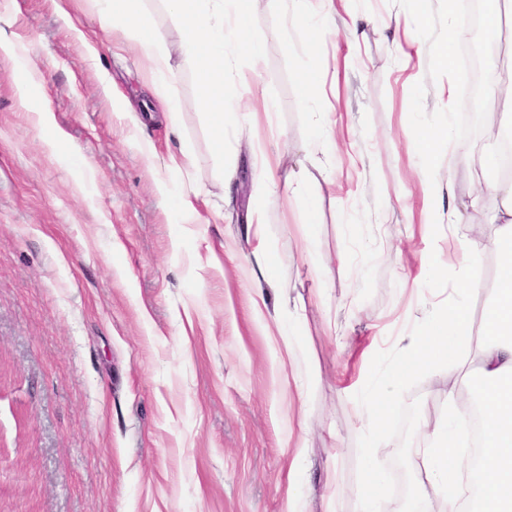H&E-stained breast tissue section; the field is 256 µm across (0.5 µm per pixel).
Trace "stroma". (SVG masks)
<instances>
[{
	"label": "stroma",
	"instance_id": "35a3bbf8",
	"mask_svg": "<svg viewBox=\"0 0 512 512\" xmlns=\"http://www.w3.org/2000/svg\"><path fill=\"white\" fill-rule=\"evenodd\" d=\"M141 7L173 73L156 91L127 34L101 33L96 0H0V37L27 51L0 54V512H288L300 488L325 512L333 486L338 512H358L360 380L422 327L418 290L457 286L448 188L466 183L444 163L428 177L409 123L415 83L429 112L454 84L429 79L428 45L392 0H338L313 47L293 52L276 36L281 0H253L265 49L244 79L277 109L236 113L219 155L182 23L163 0ZM315 52L317 100L301 71ZM42 112L64 140L49 144ZM331 122L335 143L317 146ZM185 149L195 169L170 168ZM327 178L335 192L317 193ZM191 189L223 193L222 223L181 210ZM297 307L288 353L274 319ZM438 388L418 372L388 418L387 512L418 490Z\"/></svg>",
	"mask_w": 512,
	"mask_h": 512
}]
</instances>
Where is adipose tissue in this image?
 Wrapping results in <instances>:
<instances>
[{
    "label": "adipose tissue",
    "instance_id": "obj_1",
    "mask_svg": "<svg viewBox=\"0 0 512 512\" xmlns=\"http://www.w3.org/2000/svg\"><path fill=\"white\" fill-rule=\"evenodd\" d=\"M103 24L122 26L150 61L151 78L170 76L162 35L140 0H101ZM182 23L185 46L196 63L199 96L214 135L216 151L224 149V129L235 111H252L250 99L230 104L225 90L239 79L238 62L258 63L261 41L251 36V0H164ZM493 94L487 134L493 142L512 140V65L493 60ZM455 164L487 185L496 207L487 221L493 230L477 240L468 212L477 208L475 194H448V226L462 249L459 286L450 301L430 304L419 334L402 337L399 358L374 369L357 399V420L368 438L365 450L362 512H384V475L377 464L388 444L385 420L400 402L401 389L420 368L441 371L469 351L474 369L449 376L446 409L422 432L427 491L402 502L399 512H512V176H498L497 150L475 153L457 149ZM499 262L492 287L484 289V305L476 336H469L470 300L477 291L474 276L483 255ZM481 413V429L473 431L471 414Z\"/></svg>",
    "mask_w": 512,
    "mask_h": 512
}]
</instances>
